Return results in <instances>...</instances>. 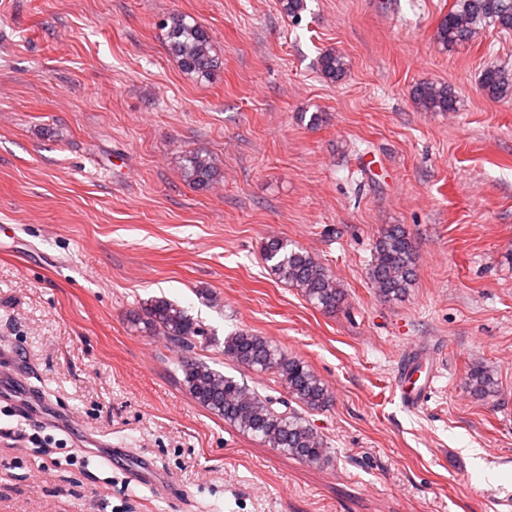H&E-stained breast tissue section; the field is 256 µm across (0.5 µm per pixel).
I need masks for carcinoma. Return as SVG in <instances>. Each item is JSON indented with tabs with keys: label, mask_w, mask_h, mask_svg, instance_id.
Segmentation results:
<instances>
[{
	"label": "carcinoma",
	"mask_w": 512,
	"mask_h": 512,
	"mask_svg": "<svg viewBox=\"0 0 512 512\" xmlns=\"http://www.w3.org/2000/svg\"><path fill=\"white\" fill-rule=\"evenodd\" d=\"M486 27L512 32V0H454L437 25L435 39L448 48L473 40ZM167 39L169 51L185 73L209 76L215 59L211 40L202 27L176 14L170 17ZM320 67L326 78L336 80L346 73L347 61L343 55L328 51L321 56ZM480 85L492 98L512 97V68L486 67ZM412 98L428 112L458 109V98L445 83L422 82L412 90ZM182 173L184 180L198 190H207L220 179L215 160L203 151L184 155ZM263 255L279 281L299 289L321 310L331 312L343 302L341 286L308 252L289 246L284 239L272 238L264 245ZM368 275L385 299L398 300L409 293L415 281V257L412 242L401 226L388 227L377 239ZM137 320L159 331L180 350L176 369L182 372L186 390L202 407L242 433L309 465L321 467L330 462L327 441L289 402L262 396L195 356V338L203 335V330L185 308L166 298H155L141 306ZM224 354L251 369L276 375L288 396L300 406L319 410L331 401L327 386L309 365L262 336L239 330L224 338ZM467 383L478 397L495 392L492 373L481 365L470 366Z\"/></svg>",
	"instance_id": "cac0c4a2"
}]
</instances>
